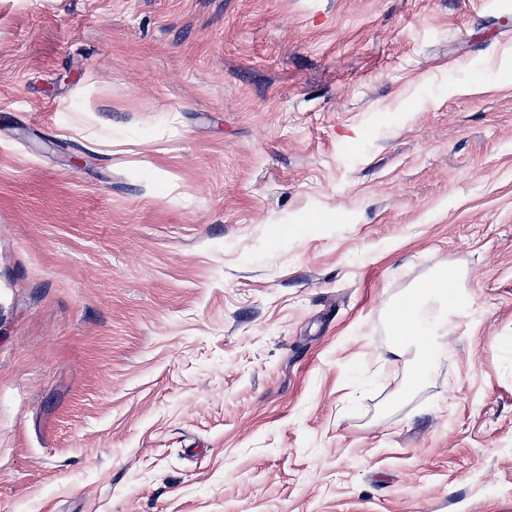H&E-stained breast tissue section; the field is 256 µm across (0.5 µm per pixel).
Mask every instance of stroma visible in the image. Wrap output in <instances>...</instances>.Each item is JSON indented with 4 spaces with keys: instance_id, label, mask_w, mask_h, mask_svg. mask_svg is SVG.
<instances>
[{
    "instance_id": "35a3bbf8",
    "label": "stroma",
    "mask_w": 512,
    "mask_h": 512,
    "mask_svg": "<svg viewBox=\"0 0 512 512\" xmlns=\"http://www.w3.org/2000/svg\"><path fill=\"white\" fill-rule=\"evenodd\" d=\"M1 103L0 512H512V0H0ZM448 277L454 289L448 294ZM465 288L448 273V267L434 269L429 283H419L403 293L390 311L392 343L387 366L403 362L423 373L436 371L447 353L448 311H466L469 307Z\"/></svg>"
}]
</instances>
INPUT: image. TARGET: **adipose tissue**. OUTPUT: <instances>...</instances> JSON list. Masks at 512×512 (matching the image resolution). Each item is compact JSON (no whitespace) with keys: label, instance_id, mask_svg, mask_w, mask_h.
Here are the masks:
<instances>
[{"label":"adipose tissue","instance_id":"ef3b65f1","mask_svg":"<svg viewBox=\"0 0 512 512\" xmlns=\"http://www.w3.org/2000/svg\"><path fill=\"white\" fill-rule=\"evenodd\" d=\"M447 267H436L431 279L403 293L390 311L392 343L387 366L405 364L431 373L447 352L449 311H466L462 283H449Z\"/></svg>","mask_w":512,"mask_h":512}]
</instances>
